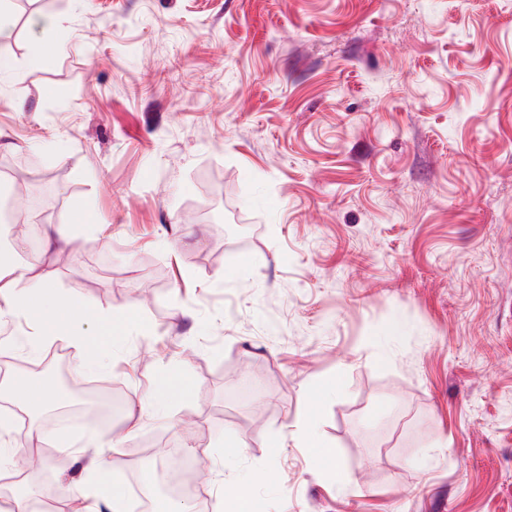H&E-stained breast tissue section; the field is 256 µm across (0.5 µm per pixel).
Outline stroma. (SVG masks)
I'll return each mask as SVG.
<instances>
[{"label":"stroma","mask_w":512,"mask_h":512,"mask_svg":"<svg viewBox=\"0 0 512 512\" xmlns=\"http://www.w3.org/2000/svg\"><path fill=\"white\" fill-rule=\"evenodd\" d=\"M0 52V221L53 283L0 322V495L65 512L86 483L28 468L37 429L98 439L115 486L211 449L212 510L231 484L254 512H512V0H27ZM21 222L73 241L30 255ZM59 301L67 374L138 429L62 438L28 400ZM30 329L31 332L29 333V336H32L33 343L36 346H40L54 340L68 341L70 344L79 348H83L86 345V340L83 336H48L44 331L41 322H31Z\"/></svg>","instance_id":"35a3bbf8"}]
</instances>
